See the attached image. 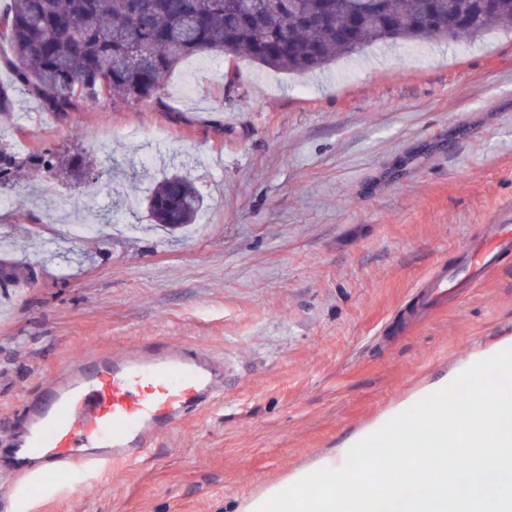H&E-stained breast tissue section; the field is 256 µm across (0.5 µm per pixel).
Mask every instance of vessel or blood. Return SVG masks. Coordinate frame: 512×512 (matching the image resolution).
I'll use <instances>...</instances> for the list:
<instances>
[{
    "label": "vessel or blood",
    "instance_id": "obj_1",
    "mask_svg": "<svg viewBox=\"0 0 512 512\" xmlns=\"http://www.w3.org/2000/svg\"><path fill=\"white\" fill-rule=\"evenodd\" d=\"M493 255L474 251L458 271L441 272L426 288L423 308ZM228 373L223 357L207 348L149 341L133 352L94 351L70 362L27 402V437L10 448L0 485L12 488L27 476L67 480L136 461L154 439L222 399Z\"/></svg>",
    "mask_w": 512,
    "mask_h": 512
}]
</instances>
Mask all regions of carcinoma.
<instances>
[{
  "label": "carcinoma",
  "mask_w": 512,
  "mask_h": 512,
  "mask_svg": "<svg viewBox=\"0 0 512 512\" xmlns=\"http://www.w3.org/2000/svg\"><path fill=\"white\" fill-rule=\"evenodd\" d=\"M433 19L419 26V17ZM350 0H10L0 13V43L10 48L13 80L0 84V112L18 93L66 115L81 103L138 105L191 55L245 56L261 66L306 73L372 43L477 38L494 25L512 29V0H382L352 26ZM57 169L53 153L26 156L0 140V188L17 174ZM155 224L195 223L202 199L192 180L172 174L148 189ZM33 271L0 257V288L29 285Z\"/></svg>",
  "instance_id": "obj_1"
}]
</instances>
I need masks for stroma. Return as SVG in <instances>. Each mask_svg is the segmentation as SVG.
<instances>
[{
  "label": "stroma",
  "mask_w": 512,
  "mask_h": 512,
  "mask_svg": "<svg viewBox=\"0 0 512 512\" xmlns=\"http://www.w3.org/2000/svg\"><path fill=\"white\" fill-rule=\"evenodd\" d=\"M0 138L75 154L0 192V446L67 361L144 338L221 353L222 403L89 482L0 491V512H234L512 336V256L411 322L417 290L512 212V33L372 46L324 71L182 61L158 98L59 117L17 95ZM189 176L191 229L155 226L153 179ZM91 225L72 235L71 225ZM33 277L32 270L18 267L15 262L0 256V288H23Z\"/></svg>",
  "instance_id": "obj_1"
}]
</instances>
